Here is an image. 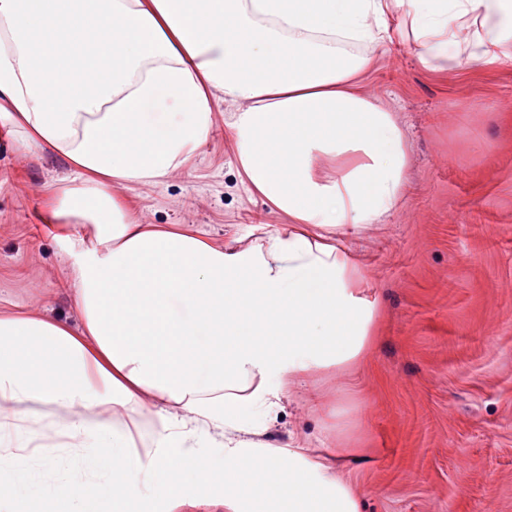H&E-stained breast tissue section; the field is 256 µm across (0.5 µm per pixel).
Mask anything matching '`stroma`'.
I'll return each mask as SVG.
<instances>
[{"instance_id": "stroma-1", "label": "stroma", "mask_w": 512, "mask_h": 512, "mask_svg": "<svg viewBox=\"0 0 512 512\" xmlns=\"http://www.w3.org/2000/svg\"><path fill=\"white\" fill-rule=\"evenodd\" d=\"M374 59L365 90L392 110L408 142L410 193L387 220L344 237L380 312L379 340L353 373L307 377L263 439L317 448L366 442L349 479L362 512H512V62L423 69L413 43ZM217 99L207 141L183 173L119 189L147 224H179L222 245L285 224L247 193ZM75 173L30 147L0 113V309L38 313L80 329L66 255L42 220L45 192ZM347 416L309 414V396ZM137 512H225L220 491L187 475L177 507L152 492Z\"/></svg>"}]
</instances>
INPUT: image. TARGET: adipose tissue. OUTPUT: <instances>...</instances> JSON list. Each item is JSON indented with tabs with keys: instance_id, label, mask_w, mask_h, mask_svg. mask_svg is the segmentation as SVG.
<instances>
[{
	"instance_id": "adipose-tissue-1",
	"label": "adipose tissue",
	"mask_w": 512,
	"mask_h": 512,
	"mask_svg": "<svg viewBox=\"0 0 512 512\" xmlns=\"http://www.w3.org/2000/svg\"><path fill=\"white\" fill-rule=\"evenodd\" d=\"M412 41L422 68L512 61V0H0V112L78 175L44 216L70 247L82 329L0 310V498L43 512L177 501L187 470L226 512H361L324 457L260 439L301 377L362 364L378 313L343 236L384 223L410 185L394 113L348 42ZM286 226L228 248L143 223L116 196L182 173L213 125ZM152 414L144 436L141 418ZM224 466L182 450L198 439ZM107 472L45 490L29 463Z\"/></svg>"
}]
</instances>
